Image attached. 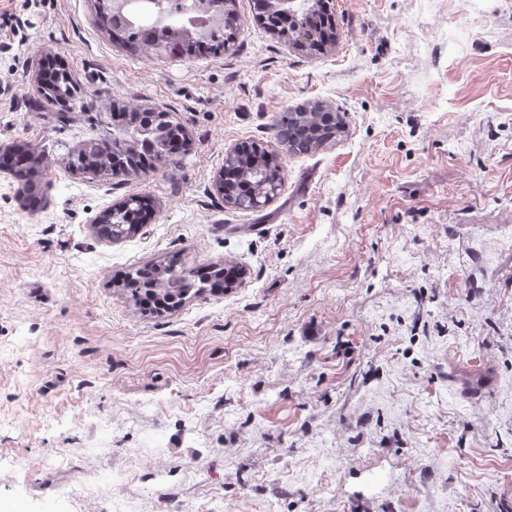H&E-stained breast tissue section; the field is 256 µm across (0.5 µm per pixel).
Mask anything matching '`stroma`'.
<instances>
[{"instance_id": "35a3bbf8", "label": "stroma", "mask_w": 512, "mask_h": 512, "mask_svg": "<svg viewBox=\"0 0 512 512\" xmlns=\"http://www.w3.org/2000/svg\"><path fill=\"white\" fill-rule=\"evenodd\" d=\"M309 51L234 0L203 57L131 54L92 0H0V512H512V0H333ZM59 57L99 105L163 111L179 167L59 163ZM334 142L280 153L253 211L216 179L298 106ZM131 195L153 217L108 242ZM178 257L244 271L152 317L118 283ZM234 34V24H231L224 31V35H220L216 40L206 41L203 47H201V43L199 41L191 40L190 35H187L181 43V45H183L181 53L195 56L216 54L221 49H224L226 44H229ZM41 160L42 153L37 154L26 146H18L13 152L0 156V168L5 166L26 173V179L20 183L19 193L24 205L29 208H35L40 200L38 183L33 179V174ZM143 199L142 196H131L108 210L105 220L94 224L96 236L106 241L133 237L148 216L149 205Z\"/></svg>"}]
</instances>
